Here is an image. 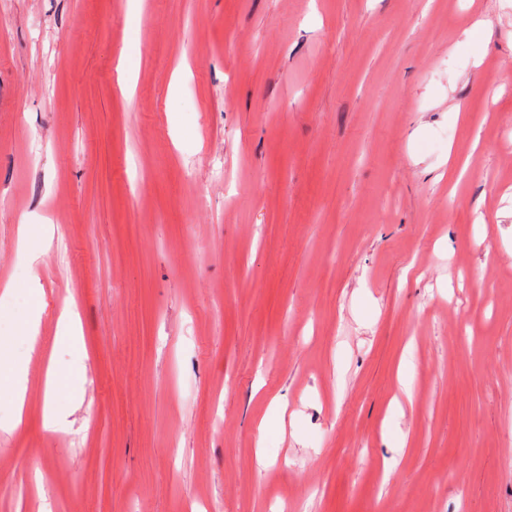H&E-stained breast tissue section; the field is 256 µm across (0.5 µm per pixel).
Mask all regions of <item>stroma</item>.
<instances>
[{
  "mask_svg": "<svg viewBox=\"0 0 512 512\" xmlns=\"http://www.w3.org/2000/svg\"><path fill=\"white\" fill-rule=\"evenodd\" d=\"M9 281L0 512H512V0H0ZM21 221L19 226V245L25 252L30 262H34L43 252L46 246V234H42L40 228H35ZM44 309L42 289L34 287L33 305L28 315L22 320L21 328L31 347L33 348L39 334L41 314ZM58 326L64 337H67L75 344L80 342L79 315L72 307L66 306L63 308L58 318ZM12 336L1 332L0 336V396L7 398L13 406V413L7 420H0L1 430H14L24 421L27 400V364H8L3 358L8 352L2 347L10 343ZM7 370L6 372H4Z\"/></svg>",
  "mask_w": 512,
  "mask_h": 512,
  "instance_id": "stroma-1",
  "label": "stroma"
}]
</instances>
